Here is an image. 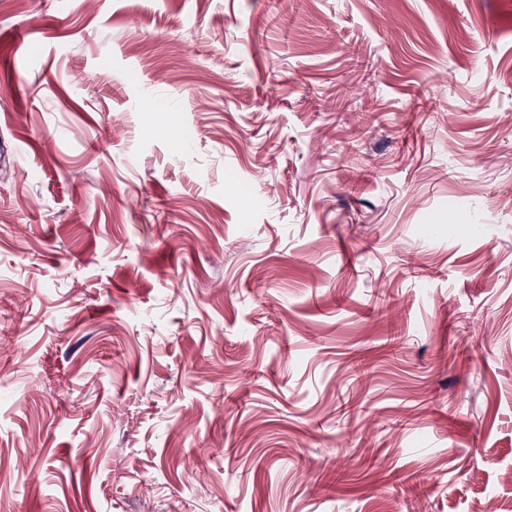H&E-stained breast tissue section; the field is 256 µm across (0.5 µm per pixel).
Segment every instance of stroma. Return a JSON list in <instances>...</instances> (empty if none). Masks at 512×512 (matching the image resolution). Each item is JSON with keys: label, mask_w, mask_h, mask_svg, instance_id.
<instances>
[{"label": "stroma", "mask_w": 512, "mask_h": 512, "mask_svg": "<svg viewBox=\"0 0 512 512\" xmlns=\"http://www.w3.org/2000/svg\"><path fill=\"white\" fill-rule=\"evenodd\" d=\"M20 31L0 512L512 503V0H0Z\"/></svg>", "instance_id": "stroma-1"}]
</instances>
